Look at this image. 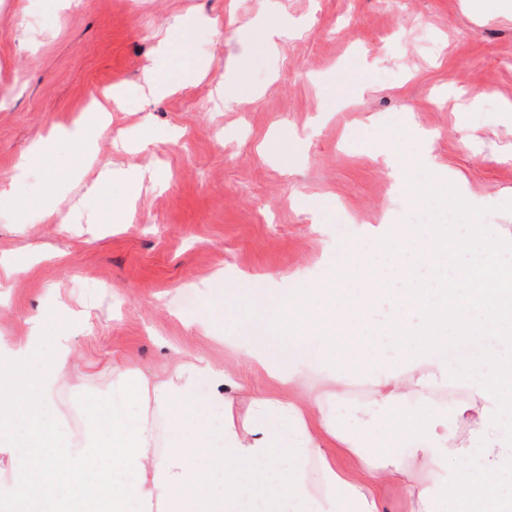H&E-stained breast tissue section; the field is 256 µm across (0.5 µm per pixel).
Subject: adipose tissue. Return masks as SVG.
<instances>
[{"mask_svg":"<svg viewBox=\"0 0 512 512\" xmlns=\"http://www.w3.org/2000/svg\"><path fill=\"white\" fill-rule=\"evenodd\" d=\"M122 98L108 91L94 100L95 116L50 137L61 153L95 158L100 133ZM429 224H415L380 243L376 257L401 286L387 339L392 355L375 362L374 399L356 409L358 430L348 451L362 464L358 479L337 469L326 446L341 425L334 405L344 385L329 369L306 408L264 391L250 398L244 427L233 422L200 431L189 444L158 448V418L178 437L189 411L226 409L237 381L231 366L193 357L170 372L146 376L129 363L112 367V387L92 405V424L71 433L54 398L72 352L57 344L48 369L32 368L39 319L14 342L0 336V455L15 464L0 470V489L21 512H380L376 494L389 477L421 460L424 478L403 485L411 512H497L512 497V267L496 246L474 245L458 234L435 241ZM249 356L281 385H292L296 337L282 329L311 318L307 295L288 297L256 288L239 299ZM485 344L480 359L453 364L444 350L460 338ZM210 392L200 396L198 383ZM467 385L480 403L462 440L448 433V412L433 394ZM415 407H407V400ZM387 443L384 453L371 447ZM456 469H449V462Z\"/></svg>","mask_w":512,"mask_h":512,"instance_id":"adipose-tissue-1","label":"adipose tissue"}]
</instances>
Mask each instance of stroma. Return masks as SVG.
<instances>
[{
    "label": "stroma",
    "mask_w": 512,
    "mask_h": 512,
    "mask_svg": "<svg viewBox=\"0 0 512 512\" xmlns=\"http://www.w3.org/2000/svg\"><path fill=\"white\" fill-rule=\"evenodd\" d=\"M186 14L195 25L166 73L177 89L153 98L141 71ZM268 18L290 37L267 43ZM189 60L197 75L183 72ZM352 76L359 88L344 87ZM112 86L126 109L96 164L51 146L15 180L35 143ZM146 116L166 139L115 151ZM105 162L144 176L123 223L88 211L45 223L51 181L69 211ZM1 184L17 204L0 208V258L18 270L0 269V336L21 340L39 317L45 367L71 336L55 406L85 416L113 360L149 375L186 355L223 362L218 336L241 333L234 289L320 291L347 244L371 253L412 213L477 219L481 240L512 258V17L470 0H77L52 17L44 0H0ZM238 369L300 405L321 371L303 365L284 391L252 363Z\"/></svg>",
    "instance_id": "obj_1"
}]
</instances>
